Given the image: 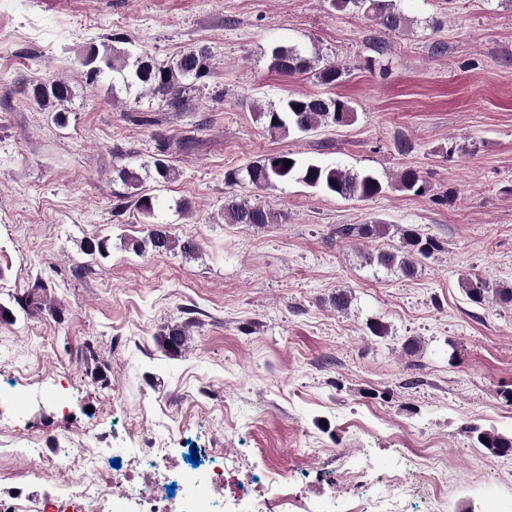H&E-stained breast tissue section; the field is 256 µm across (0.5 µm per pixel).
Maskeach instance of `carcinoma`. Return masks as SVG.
<instances>
[{
  "label": "carcinoma",
  "instance_id": "1",
  "mask_svg": "<svg viewBox=\"0 0 512 512\" xmlns=\"http://www.w3.org/2000/svg\"><path fill=\"white\" fill-rule=\"evenodd\" d=\"M331 6L338 11L362 12L372 16L383 34L392 35L402 31L407 18L397 7L396 0H330ZM271 69L283 75L304 74L314 71L317 81L326 87H335L347 75V68L330 62L318 69L314 62L318 56L309 57L296 47L276 45L267 52ZM211 57L204 49H189L176 58L158 63L146 52L133 54L121 48L112 49V54H99L90 48L81 66L87 68L90 77L102 73L99 63L115 74L118 82L129 89L134 85L142 91L158 98L172 108H178L183 102V93L187 81L199 80L208 76ZM72 95L71 85L62 77L39 83L32 89L34 103L43 108L47 105L63 103ZM355 109L351 103L339 97L323 95L289 96L257 112V118L266 131L273 135L290 133H309L329 124H346L354 119ZM292 161L285 167V161ZM154 180L170 182L176 178V170L164 159L153 163ZM249 184L257 189L275 188L280 184L295 181L307 187L327 194L360 200L372 199L384 191L379 178L372 172H351L339 166H324L318 162L303 161L292 152H282L258 159L245 167ZM396 188L412 191L414 194L425 192V182L420 173L407 167L396 177ZM281 214L269 207L252 204L244 198L231 195L224 201V220L229 224H251L264 227L277 224ZM389 226L381 221L370 224H343L336 229V235L347 239H373L386 235ZM145 243L153 252L167 254L179 252L192 255L197 244L192 240H180L161 224H152ZM439 243L432 237L422 236L412 228L400 229V246L394 251L382 252L377 263L388 271H398L405 277H412L421 260L431 257L439 250ZM464 288L468 298L474 303H482L489 298L490 287L478 276L464 279ZM186 327L172 326L160 337L164 351L176 355L184 347ZM476 443L496 456L512 455V435L502 434L494 429L469 428Z\"/></svg>",
  "mask_w": 512,
  "mask_h": 512
}]
</instances>
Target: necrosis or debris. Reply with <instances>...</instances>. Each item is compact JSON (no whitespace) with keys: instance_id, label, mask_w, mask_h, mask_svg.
I'll list each match as a JSON object with an SVG mask.
<instances>
[{"instance_id":"4bbe7bcc","label":"necrosis or debris","mask_w":512,"mask_h":512,"mask_svg":"<svg viewBox=\"0 0 512 512\" xmlns=\"http://www.w3.org/2000/svg\"><path fill=\"white\" fill-rule=\"evenodd\" d=\"M162 448L125 449V462L102 474L103 451L99 448H69L55 456L33 460L30 477L45 479L67 471L76 477L56 497L23 501L21 493L0 498V512H236L245 484L236 467L192 470L180 474L159 464ZM177 486L178 498L168 495ZM209 489V497L193 495L197 486Z\"/></svg>"}]
</instances>
